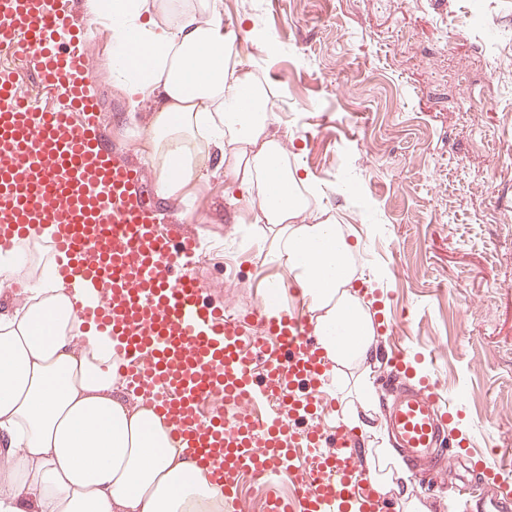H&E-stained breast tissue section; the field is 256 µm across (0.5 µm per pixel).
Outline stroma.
Here are the masks:
<instances>
[{
	"label": "stroma",
	"instance_id": "1",
	"mask_svg": "<svg viewBox=\"0 0 512 512\" xmlns=\"http://www.w3.org/2000/svg\"><path fill=\"white\" fill-rule=\"evenodd\" d=\"M223 2L246 43L243 65L273 92V131L319 185L317 204L357 241L355 280L375 286L397 324L323 393L337 410L371 414L361 452L369 461L382 445L395 461L389 495L425 512H477L462 497L461 463L440 484L396 448L381 417V359L411 347L416 375L440 384L456 413L441 453L473 434L481 449L512 448V0ZM91 55L101 124L157 171L112 84L108 28ZM198 152L206 162L191 204L169 210L152 182L143 197L159 218L191 224L202 244L194 275L214 304L243 316L282 271L263 261L267 226L236 223L213 148Z\"/></svg>",
	"mask_w": 512,
	"mask_h": 512
}]
</instances>
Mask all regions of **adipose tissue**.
Masks as SVG:
<instances>
[{
	"label": "adipose tissue",
	"instance_id": "adipose-tissue-1",
	"mask_svg": "<svg viewBox=\"0 0 512 512\" xmlns=\"http://www.w3.org/2000/svg\"><path fill=\"white\" fill-rule=\"evenodd\" d=\"M113 43L112 81L130 123L144 99L161 161L159 196L185 193L197 140L218 153L243 223L274 233L266 262L316 311L333 368L369 356L370 315L350 291L354 243L311 207L314 191L271 132L270 91L224 41L222 0H90ZM19 254H0V512H222L223 499L143 392L120 383L112 340L76 315L92 292L52 272L11 289Z\"/></svg>",
	"mask_w": 512,
	"mask_h": 512
}]
</instances>
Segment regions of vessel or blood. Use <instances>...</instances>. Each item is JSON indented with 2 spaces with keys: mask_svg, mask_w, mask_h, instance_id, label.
Segmentation results:
<instances>
[{
  "mask_svg": "<svg viewBox=\"0 0 512 512\" xmlns=\"http://www.w3.org/2000/svg\"><path fill=\"white\" fill-rule=\"evenodd\" d=\"M74 13L73 0H0V54L29 61L65 100L38 109L0 72V249L36 243L40 225L56 226V276L101 289L78 317L111 337L133 387L153 393L178 447L193 449L196 465L223 488L224 512H238L248 472L261 478L267 512H387L353 429L337 423L326 441L294 424L334 411L319 392L325 363L305 309L226 315L189 272L193 232L155 223L141 195L149 171L99 123L88 90L89 29ZM63 28L70 38L60 44ZM412 364L402 350L386 358L387 424L410 461L442 469L448 460L434 450L454 409L434 383L411 381ZM261 401L270 413L257 412ZM288 469L297 490L287 499L268 477Z\"/></svg>",
  "mask_w": 512,
  "mask_h": 512,
  "instance_id": "b4317fda",
  "label": "vessel or blood"
}]
</instances>
